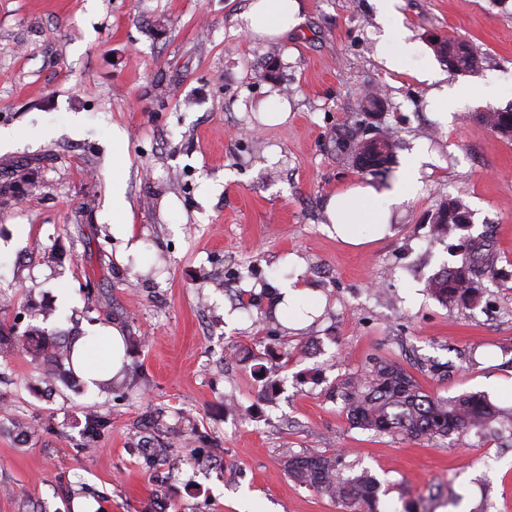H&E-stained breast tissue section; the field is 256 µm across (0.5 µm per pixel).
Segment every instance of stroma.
<instances>
[{
	"label": "stroma",
	"mask_w": 512,
	"mask_h": 512,
	"mask_svg": "<svg viewBox=\"0 0 512 512\" xmlns=\"http://www.w3.org/2000/svg\"><path fill=\"white\" fill-rule=\"evenodd\" d=\"M248 3L0 0V131L20 134L0 146V331L114 324L138 343L96 394L0 349V512H72L77 496L97 512H150L158 494L169 512H340L285 470L288 454L313 450L371 471L377 512H512V432L379 436L331 396L383 357L433 397L481 391L512 408V140L477 120L512 105V0H402L421 51L396 71L376 57L374 0H303V22L276 43L247 37ZM433 35L471 41L482 69L448 71ZM422 70L467 93L447 121ZM372 89L397 163L420 143L431 160L389 234L354 247L324 225L327 198L362 178L331 135L361 130ZM272 93L291 112L266 127L256 113ZM116 179L138 264L112 234ZM448 195L473 225L438 238L428 217ZM477 236L504 278L483 280L478 307L442 304L427 279ZM297 273L312 292L296 304L315 311L287 328L276 285ZM431 360L456 370L431 375ZM152 417L173 431L153 469L138 451Z\"/></svg>",
	"instance_id": "obj_1"
}]
</instances>
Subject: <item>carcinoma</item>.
Instances as JSON below:
<instances>
[{
  "label": "carcinoma",
  "mask_w": 512,
  "mask_h": 512,
  "mask_svg": "<svg viewBox=\"0 0 512 512\" xmlns=\"http://www.w3.org/2000/svg\"><path fill=\"white\" fill-rule=\"evenodd\" d=\"M446 43L449 70L465 69L477 60L467 41L448 37ZM332 143L336 153L343 156L355 139L350 132L338 129ZM397 148L395 140L388 138L384 153L369 160L370 172L384 173L390 169ZM470 219L472 211L460 198L445 196L431 215L435 221L433 233L440 237L466 225ZM499 275L500 269L490 260L486 243L476 238L460 265L437 272L428 280V288L446 304L473 307L479 300V279H495ZM1 339L13 347L32 350L47 376L61 379L71 376L64 370L70 345L60 342L57 334L31 332L22 336L0 335ZM336 397L355 427L377 435L398 434L410 440L437 442L471 430L483 432L494 423H512V409L497 406L484 393L466 392L448 400L434 398L402 366L382 357L374 359L363 373L345 379L337 387ZM284 466L289 477L329 496L342 512H374L377 479L365 470L353 472V466L343 462L339 455L290 454Z\"/></svg>",
  "instance_id": "carcinoma-1"
}]
</instances>
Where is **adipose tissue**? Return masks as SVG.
Here are the masks:
<instances>
[{
  "label": "adipose tissue",
  "mask_w": 512,
  "mask_h": 512,
  "mask_svg": "<svg viewBox=\"0 0 512 512\" xmlns=\"http://www.w3.org/2000/svg\"><path fill=\"white\" fill-rule=\"evenodd\" d=\"M377 20L386 34L377 44L376 56L387 69L396 70L403 55L416 52L415 43L400 21L401 0H376ZM301 0H250L244 18L252 40L272 42L302 22ZM429 160L425 146H417L399 177L387 187L359 181L330 196L325 204L326 221L337 237L353 243V225L373 224L386 233L408 190L417 184L423 164ZM127 362L125 336L116 325L83 327L73 341L72 365L90 392H99L103 382L115 378Z\"/></svg>",
  "instance_id": "obj_1"
}]
</instances>
